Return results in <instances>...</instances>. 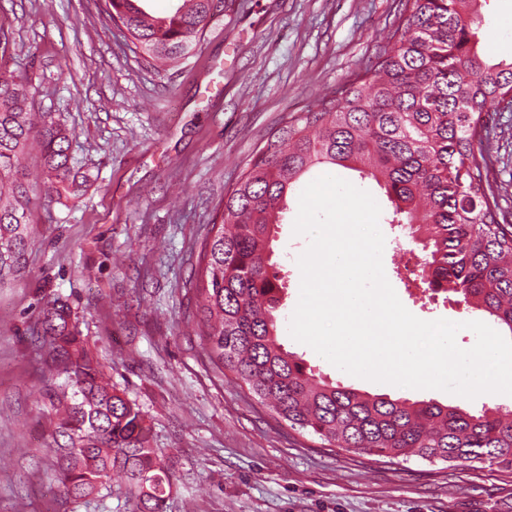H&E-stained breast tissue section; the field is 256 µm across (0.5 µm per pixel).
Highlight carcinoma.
Instances as JSON below:
<instances>
[{
  "label": "carcinoma",
  "instance_id": "cac0c4a2",
  "mask_svg": "<svg viewBox=\"0 0 512 512\" xmlns=\"http://www.w3.org/2000/svg\"><path fill=\"white\" fill-rule=\"evenodd\" d=\"M141 0H100V9L149 63L175 65L204 39L224 0H183L154 16ZM481 0H399L375 60L341 100L286 119L224 195L220 220L201 244L193 283L195 323L211 364L291 428L336 448L382 457L512 472V411L471 413L432 400L360 393L306 371L278 341L285 289L271 244L287 197L314 167L352 169L374 180L392 204L390 224L422 245L423 287L461 298L512 332V224L500 208L482 145L488 112L512 99V47L487 64L478 51ZM35 86L0 66V281L20 272L39 200L86 192L71 166L69 134L51 112H31ZM37 151L40 178L19 159ZM43 364L65 376L45 393L55 420L53 475L75 502L125 480L137 512H164L171 476L140 408L106 378L77 336L69 304L42 311Z\"/></svg>",
  "mask_w": 512,
  "mask_h": 512
}]
</instances>
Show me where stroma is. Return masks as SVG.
Segmentation results:
<instances>
[{
    "mask_svg": "<svg viewBox=\"0 0 512 512\" xmlns=\"http://www.w3.org/2000/svg\"><path fill=\"white\" fill-rule=\"evenodd\" d=\"M397 0H224L204 41L157 70L126 45L99 0H0V41L37 87L36 111L73 134L75 171L91 187L77 201H40L35 238L17 281L0 284V512H133L120 484L86 501L53 482L56 459L36 329L47 302L66 300L80 338L151 426L168 465L166 512H512V474L348 452L292 429L209 361L190 286L206 226L224 192L284 118L333 95L371 59ZM480 52L503 55L512 0H487ZM12 56L1 63L10 66ZM491 171L512 223V110L490 135ZM298 194L273 243L284 278L281 313L300 292L293 233ZM386 277L416 317L481 320L455 300L423 301L398 270V230L386 221ZM287 351L345 386L390 399H433L477 413L512 409V396L475 399L407 391L351 376L281 330Z\"/></svg>",
    "mask_w": 512,
    "mask_h": 512,
    "instance_id": "obj_1",
    "label": "stroma"
}]
</instances>
